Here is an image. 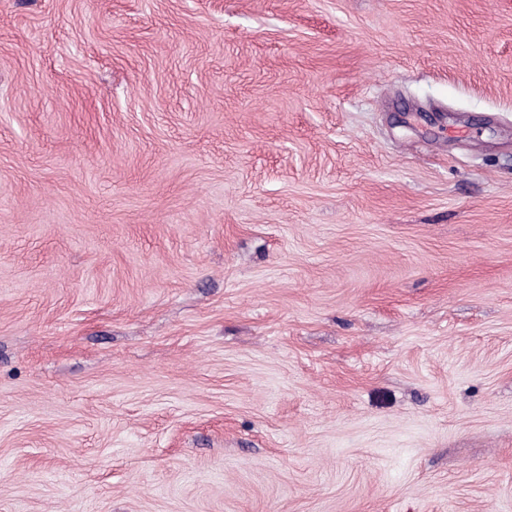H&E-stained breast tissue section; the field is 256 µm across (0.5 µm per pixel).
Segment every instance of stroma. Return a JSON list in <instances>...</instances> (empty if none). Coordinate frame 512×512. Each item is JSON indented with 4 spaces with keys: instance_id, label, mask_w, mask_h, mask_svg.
<instances>
[{
    "instance_id": "1",
    "label": "stroma",
    "mask_w": 512,
    "mask_h": 512,
    "mask_svg": "<svg viewBox=\"0 0 512 512\" xmlns=\"http://www.w3.org/2000/svg\"><path fill=\"white\" fill-rule=\"evenodd\" d=\"M0 512H512V0H0Z\"/></svg>"
}]
</instances>
